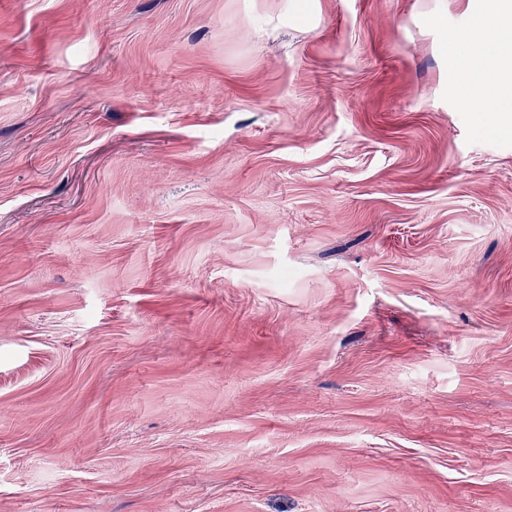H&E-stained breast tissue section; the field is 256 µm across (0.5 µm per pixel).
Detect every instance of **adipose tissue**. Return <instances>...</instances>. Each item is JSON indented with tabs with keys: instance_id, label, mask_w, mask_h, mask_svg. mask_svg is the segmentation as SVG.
Segmentation results:
<instances>
[{
	"instance_id": "adipose-tissue-1",
	"label": "adipose tissue",
	"mask_w": 512,
	"mask_h": 512,
	"mask_svg": "<svg viewBox=\"0 0 512 512\" xmlns=\"http://www.w3.org/2000/svg\"><path fill=\"white\" fill-rule=\"evenodd\" d=\"M444 48L465 109L512 106V0H483L465 31L445 32Z\"/></svg>"
}]
</instances>
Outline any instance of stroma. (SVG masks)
<instances>
[{
    "label": "stroma",
    "instance_id": "1",
    "mask_svg": "<svg viewBox=\"0 0 512 512\" xmlns=\"http://www.w3.org/2000/svg\"><path fill=\"white\" fill-rule=\"evenodd\" d=\"M0 0V512H512V112L480 0ZM444 48L455 74L457 99L465 109L474 111L477 104L485 106L488 112L510 108L511 0H483L465 31L445 32Z\"/></svg>",
    "mask_w": 512,
    "mask_h": 512
}]
</instances>
